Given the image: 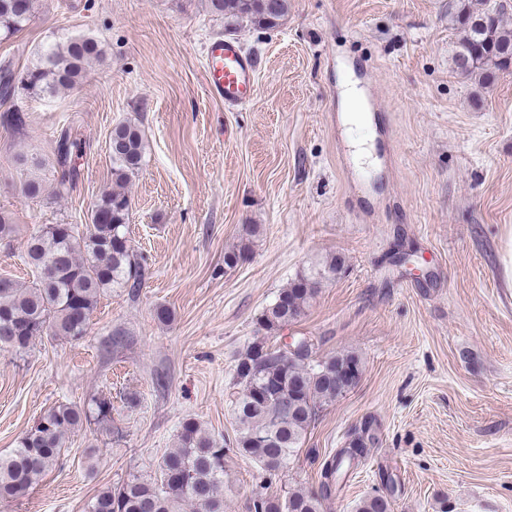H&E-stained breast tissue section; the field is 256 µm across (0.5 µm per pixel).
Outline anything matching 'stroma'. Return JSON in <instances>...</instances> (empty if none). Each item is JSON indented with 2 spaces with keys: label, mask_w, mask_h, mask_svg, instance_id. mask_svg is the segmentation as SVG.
I'll return each instance as SVG.
<instances>
[{
  "label": "stroma",
  "mask_w": 512,
  "mask_h": 512,
  "mask_svg": "<svg viewBox=\"0 0 512 512\" xmlns=\"http://www.w3.org/2000/svg\"><path fill=\"white\" fill-rule=\"evenodd\" d=\"M89 34L106 61L76 89L19 96L26 132L0 125V276L29 282L22 256L46 224H88L112 186L109 137L145 133L128 185L129 240L145 272L138 295L101 296L86 336H41L0 350V453L59 403L112 401V424L68 435L59 463L0 512H85L103 489L153 478L195 419L231 440L230 386L260 334L257 318L296 274L329 255L305 314L272 344L306 336L317 357L352 349L359 385L324 409L283 473L228 451L224 512H252L258 491L318 489L322 465L374 420L379 443L325 502L354 512L383 496L393 512H512V288L501 251L512 231V72L478 83L456 72L448 0H288L278 27L230 24L207 0H36L29 24L0 40L23 71L58 37ZM233 39L257 60L256 92L230 109L206 89V44ZM354 75L366 122H342ZM81 140L80 178L58 200H30L14 162ZM374 135L376 167L349 142ZM255 224L248 258L224 254ZM413 254L414 276L397 251ZM168 309L159 321L157 309Z\"/></svg>",
  "instance_id": "stroma-1"
}]
</instances>
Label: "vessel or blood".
I'll return each mask as SVG.
<instances>
[{
	"label": "vessel or blood",
	"mask_w": 512,
	"mask_h": 512,
	"mask_svg": "<svg viewBox=\"0 0 512 512\" xmlns=\"http://www.w3.org/2000/svg\"><path fill=\"white\" fill-rule=\"evenodd\" d=\"M207 55L206 85L209 95L230 108L249 102L256 87L255 59L231 39L212 42L207 48Z\"/></svg>",
	"instance_id": "vessel-or-blood-1"
}]
</instances>
